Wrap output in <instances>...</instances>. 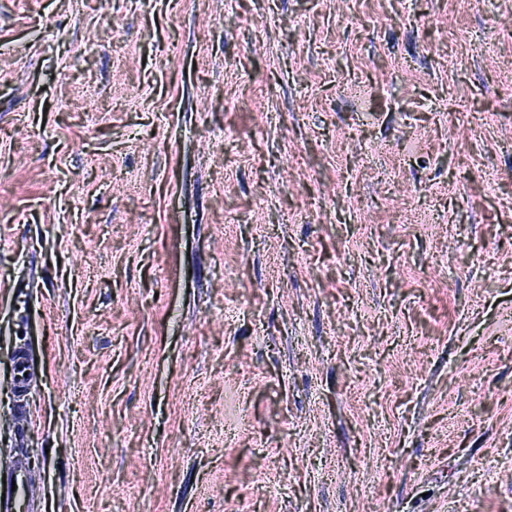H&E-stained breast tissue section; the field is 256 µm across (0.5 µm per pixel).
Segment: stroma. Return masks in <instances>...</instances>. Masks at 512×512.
Masks as SVG:
<instances>
[{
	"label": "stroma",
	"mask_w": 512,
	"mask_h": 512,
	"mask_svg": "<svg viewBox=\"0 0 512 512\" xmlns=\"http://www.w3.org/2000/svg\"><path fill=\"white\" fill-rule=\"evenodd\" d=\"M12 455L43 512H512V0H0Z\"/></svg>",
	"instance_id": "35a3bbf8"
}]
</instances>
